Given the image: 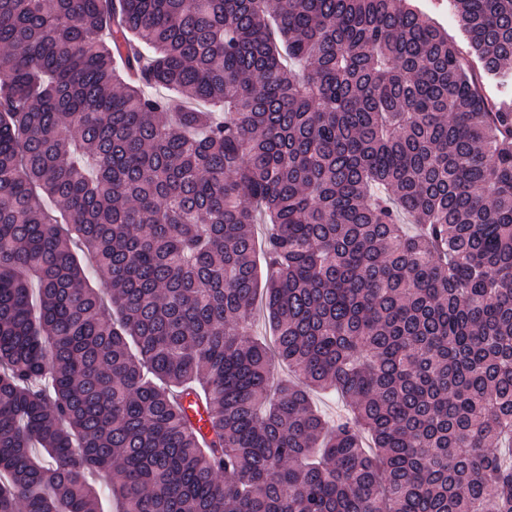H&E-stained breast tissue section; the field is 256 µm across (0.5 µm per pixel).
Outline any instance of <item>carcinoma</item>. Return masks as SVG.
Returning <instances> with one entry per match:
<instances>
[{
	"label": "carcinoma",
	"mask_w": 512,
	"mask_h": 512,
	"mask_svg": "<svg viewBox=\"0 0 512 512\" xmlns=\"http://www.w3.org/2000/svg\"><path fill=\"white\" fill-rule=\"evenodd\" d=\"M511 434L512 101L426 16L0 0V512H512ZM471 60L472 65L475 68H472V73L474 76L477 77L481 88L482 93L489 99V100H501V99H509L512 97V82H502L499 79L487 77L478 70L477 68H480V65H477L475 62H473V59L469 57Z\"/></svg>",
	"instance_id": "cac0c4a2"
}]
</instances>
